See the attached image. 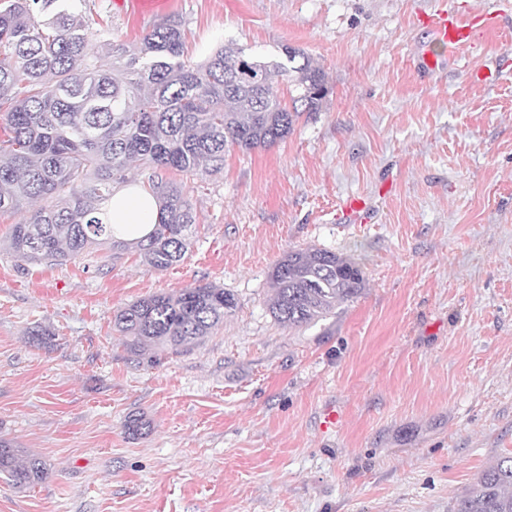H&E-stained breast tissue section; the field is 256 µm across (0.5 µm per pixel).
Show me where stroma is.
<instances>
[{"label":"stroma","instance_id":"35a3bbf8","mask_svg":"<svg viewBox=\"0 0 512 512\" xmlns=\"http://www.w3.org/2000/svg\"><path fill=\"white\" fill-rule=\"evenodd\" d=\"M170 2L193 60L289 45L328 94L273 147L163 172L196 219L167 270L102 247L21 263L9 237L32 208L0 216V438L47 467L25 490L0 474V512H451L512 454V0ZM462 5L499 16L465 52L420 24ZM85 20L130 47L157 24L112 0ZM349 194L372 221L337 215ZM306 246L355 258L367 286L288 328L269 271ZM199 284L237 308L157 363L131 357L113 314ZM45 327L49 348L31 336ZM133 413L151 423L136 438Z\"/></svg>","mask_w":512,"mask_h":512}]
</instances>
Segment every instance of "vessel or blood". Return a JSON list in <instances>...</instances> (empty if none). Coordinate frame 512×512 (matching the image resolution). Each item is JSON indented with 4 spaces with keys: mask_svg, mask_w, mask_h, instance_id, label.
Wrapping results in <instances>:
<instances>
[{
    "mask_svg": "<svg viewBox=\"0 0 512 512\" xmlns=\"http://www.w3.org/2000/svg\"><path fill=\"white\" fill-rule=\"evenodd\" d=\"M421 24L438 43L465 49L473 45L480 33L494 29L498 17L490 12L464 9L453 14L442 11L429 15Z\"/></svg>",
    "mask_w": 512,
    "mask_h": 512,
    "instance_id": "obj_1",
    "label": "vessel or blood"
}]
</instances>
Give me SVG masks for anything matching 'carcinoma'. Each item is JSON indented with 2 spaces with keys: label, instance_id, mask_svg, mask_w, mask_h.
<instances>
[{
  "label": "carcinoma",
  "instance_id": "cac0c4a2",
  "mask_svg": "<svg viewBox=\"0 0 512 512\" xmlns=\"http://www.w3.org/2000/svg\"><path fill=\"white\" fill-rule=\"evenodd\" d=\"M82 2L8 0L0 8V215L24 200L42 202L13 226L9 246L22 261L51 264L101 246L115 258L133 250L164 271L184 259L195 219L182 187L159 172L217 173L235 147L274 146L293 130L298 107L319 111L325 74L294 47L285 48V64L254 61L228 45L195 62L185 56L177 16L130 49L107 30L90 32ZM278 77L296 92L291 111L273 92ZM132 162L143 166L159 203L157 224L135 241L116 238L101 218ZM270 279V313L288 327L325 316L366 285L359 262L315 246L285 253ZM236 307L235 294L204 284L141 298L112 320L129 353L155 358L205 338ZM146 428L141 414L124 423L133 437ZM0 474L27 488L47 469L36 457L19 459L0 438ZM453 512H512V455L481 472Z\"/></svg>",
  "mask_w": 512,
  "mask_h": 512
}]
</instances>
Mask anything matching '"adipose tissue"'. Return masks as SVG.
Returning a JSON list of instances; mask_svg holds the SVG:
<instances>
[{
    "mask_svg": "<svg viewBox=\"0 0 512 512\" xmlns=\"http://www.w3.org/2000/svg\"><path fill=\"white\" fill-rule=\"evenodd\" d=\"M158 217L156 198L144 187L128 183L115 190L104 219L117 237L134 240L149 233Z\"/></svg>",
    "mask_w": 512,
    "mask_h": 512,
    "instance_id": "ef3b65f1",
    "label": "adipose tissue"
}]
</instances>
